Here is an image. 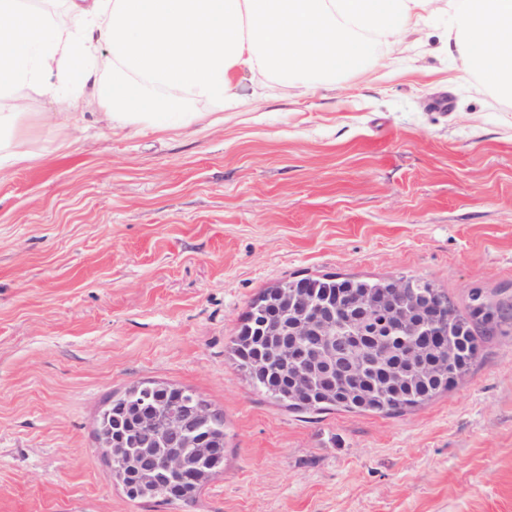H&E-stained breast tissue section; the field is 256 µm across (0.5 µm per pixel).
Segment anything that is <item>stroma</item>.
<instances>
[{"mask_svg":"<svg viewBox=\"0 0 512 512\" xmlns=\"http://www.w3.org/2000/svg\"><path fill=\"white\" fill-rule=\"evenodd\" d=\"M428 16L360 70L162 131L32 128L0 179V512H512V335L398 414L299 412L229 354L251 302L302 277L413 276L512 299V101ZM67 141L66 150L54 142ZM224 414L193 505L129 499L96 419L142 381Z\"/></svg>","mask_w":512,"mask_h":512,"instance_id":"35a3bbf8","label":"stroma"}]
</instances>
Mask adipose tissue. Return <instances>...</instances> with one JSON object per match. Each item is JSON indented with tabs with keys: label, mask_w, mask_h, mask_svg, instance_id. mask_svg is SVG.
Segmentation results:
<instances>
[{
	"label": "adipose tissue",
	"mask_w": 512,
	"mask_h": 512,
	"mask_svg": "<svg viewBox=\"0 0 512 512\" xmlns=\"http://www.w3.org/2000/svg\"><path fill=\"white\" fill-rule=\"evenodd\" d=\"M439 0H67L69 26L28 0H0V97L28 86L66 113L99 110L102 128L188 125L193 102L236 107L255 74L295 84L362 65L372 38L416 31ZM461 32L444 48L512 100V0H464ZM23 103L0 113V176L36 159Z\"/></svg>",
	"instance_id": "adipose-tissue-1"
}]
</instances>
